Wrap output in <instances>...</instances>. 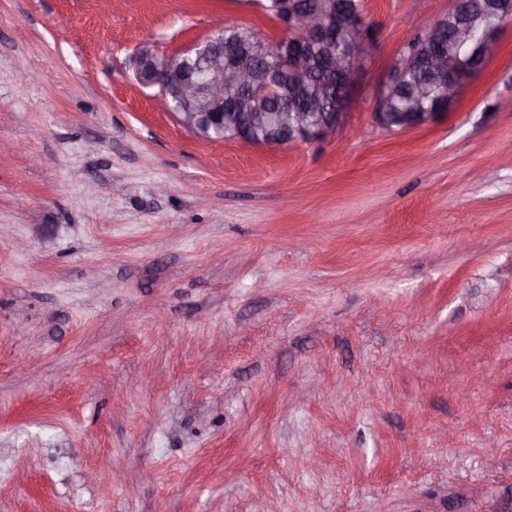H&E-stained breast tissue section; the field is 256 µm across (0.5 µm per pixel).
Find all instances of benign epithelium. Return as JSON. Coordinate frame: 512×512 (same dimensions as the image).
Returning <instances> with one entry per match:
<instances>
[{
  "label": "benign epithelium",
  "mask_w": 512,
  "mask_h": 512,
  "mask_svg": "<svg viewBox=\"0 0 512 512\" xmlns=\"http://www.w3.org/2000/svg\"><path fill=\"white\" fill-rule=\"evenodd\" d=\"M452 10L457 19L448 29L435 22L424 37L440 47L431 57L433 71L443 73L446 66L453 65V57L445 45V32H451V41L461 45L469 41L472 33L473 11L468 0H455ZM512 17V0H499L498 20L487 25L478 55L469 67L471 76H476L496 54L499 30L502 21ZM289 31L288 54L276 60L290 74L288 99L301 98L299 84L315 69L320 58H325L329 71L337 75L339 82L334 87L328 107L309 101L296 112H279L278 126L274 137L250 140L240 137L234 141L253 146L287 145L299 142L320 141L331 135L343 123L354 96L356 65L368 54L372 40L357 32L358 26L346 14L326 18L320 10L292 11L282 21ZM347 36L341 50L322 56L321 49ZM416 60L415 53L403 52L387 70L378 91L377 101H382L396 87L401 74ZM259 68L254 47L241 41H229L211 36L189 48L163 58L142 52L138 57V77L146 84L159 86L156 100L166 112L172 113L194 137L210 141V132L215 126L230 127L237 131L249 128L253 131L263 126V112H226L227 91L235 90L257 98L283 95L281 86L275 81L260 82L256 78ZM462 85H443L444 111L420 112L417 120L396 129L390 127L387 113L377 108L373 112L374 122L381 128L402 132L438 122L447 115L456 103Z\"/></svg>",
  "instance_id": "7a95c632"
}]
</instances>
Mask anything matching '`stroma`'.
<instances>
[{"label":"stroma","instance_id":"obj_1","mask_svg":"<svg viewBox=\"0 0 512 512\" xmlns=\"http://www.w3.org/2000/svg\"><path fill=\"white\" fill-rule=\"evenodd\" d=\"M362 4L343 125L252 146L134 69L286 38L256 0H0V512L512 495V19L448 116L392 133L379 84L452 0Z\"/></svg>","mask_w":512,"mask_h":512}]
</instances>
